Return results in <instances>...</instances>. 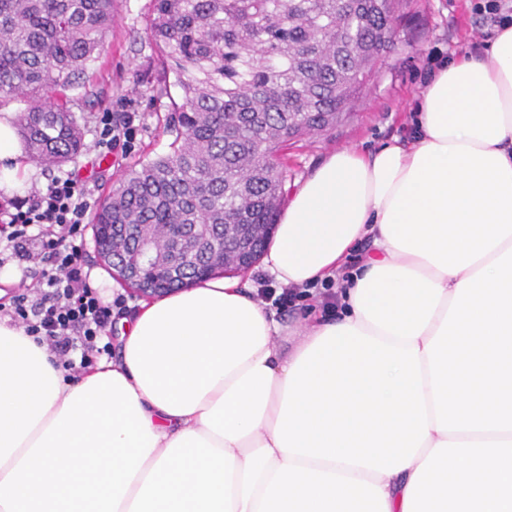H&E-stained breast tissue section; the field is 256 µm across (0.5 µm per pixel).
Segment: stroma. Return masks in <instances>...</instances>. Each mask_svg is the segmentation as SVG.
Segmentation results:
<instances>
[{
    "label": "stroma",
    "instance_id": "stroma-1",
    "mask_svg": "<svg viewBox=\"0 0 512 512\" xmlns=\"http://www.w3.org/2000/svg\"><path fill=\"white\" fill-rule=\"evenodd\" d=\"M477 0H408L397 50L390 66L371 85L354 112L335 128L286 146V191L295 190L332 151L357 147L372 152L412 130L418 94L434 66L481 42L490 32L475 9ZM152 0H121L104 49L89 73L88 99L71 108L83 133L84 150L63 169H93L92 187L105 198L128 170L169 151L173 140L165 128L174 101L182 91L165 72L151 41L148 21ZM138 112L143 126L134 152L92 164L95 121L101 112Z\"/></svg>",
    "mask_w": 512,
    "mask_h": 512
}]
</instances>
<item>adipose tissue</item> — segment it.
<instances>
[{
	"instance_id": "ef3b65f1",
	"label": "adipose tissue",
	"mask_w": 512,
	"mask_h": 512,
	"mask_svg": "<svg viewBox=\"0 0 512 512\" xmlns=\"http://www.w3.org/2000/svg\"><path fill=\"white\" fill-rule=\"evenodd\" d=\"M38 178L1 115L0 188ZM262 264L335 280L340 316L285 350L212 276L72 381L0 320V512H512V26L438 66L409 136L332 153Z\"/></svg>"
}]
</instances>
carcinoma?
<instances>
[{
  "label": "carcinoma",
  "instance_id": "carcinoma-1",
  "mask_svg": "<svg viewBox=\"0 0 512 512\" xmlns=\"http://www.w3.org/2000/svg\"><path fill=\"white\" fill-rule=\"evenodd\" d=\"M402 0H153L150 35L182 90L171 150L130 170L94 216L95 237L146 224L165 281L127 243L114 263L149 288L224 272V236L261 254L287 169L282 145L336 126L394 50ZM118 0H0V104L32 159L59 166L84 148L67 93L104 48Z\"/></svg>",
  "mask_w": 512,
  "mask_h": 512
}]
</instances>
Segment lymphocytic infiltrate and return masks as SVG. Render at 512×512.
Listing matches in <instances>:
<instances>
[{
  "label": "lymphocytic infiltrate",
  "instance_id": "lymphocytic-infiltrate-1",
  "mask_svg": "<svg viewBox=\"0 0 512 512\" xmlns=\"http://www.w3.org/2000/svg\"><path fill=\"white\" fill-rule=\"evenodd\" d=\"M138 119L135 112L100 113L95 151L129 154ZM96 203L82 175L67 173L51 178L32 198L16 202L13 213L0 221V266L18 259L39 268L36 283L0 303V319L23 328L74 379L111 353L106 337L114 311L124 305L120 296L103 300L83 260L85 229Z\"/></svg>",
  "mask_w": 512,
  "mask_h": 512
}]
</instances>
